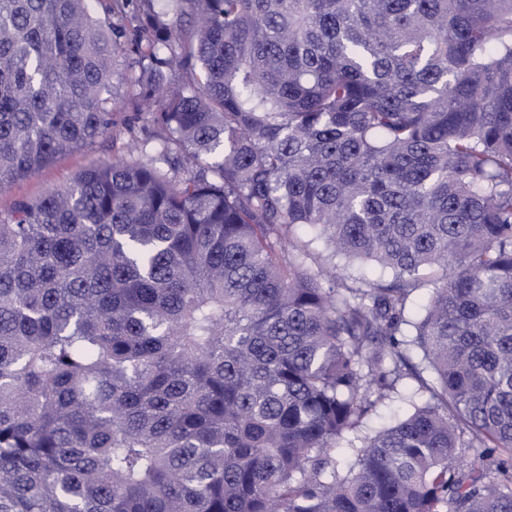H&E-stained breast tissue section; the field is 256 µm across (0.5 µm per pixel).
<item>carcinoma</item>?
<instances>
[{
  "label": "carcinoma",
  "mask_w": 512,
  "mask_h": 512,
  "mask_svg": "<svg viewBox=\"0 0 512 512\" xmlns=\"http://www.w3.org/2000/svg\"><path fill=\"white\" fill-rule=\"evenodd\" d=\"M88 2L0 0V188L127 17L155 133L0 212V512H512V0ZM310 250L313 256L320 261L328 260L336 264V275H365L369 278H382L388 279L392 273L389 270H383L376 266L363 265L359 263H348L341 257L331 259L329 251L327 250L325 243L321 239H314L310 245ZM407 402L396 399L394 402L388 404L387 406H382L378 408V412L374 415H371L363 424L361 432L359 435H364L366 433H374L381 426H383L388 420L391 414L393 413H403L407 408Z\"/></svg>",
  "instance_id": "carcinoma-1"
}]
</instances>
